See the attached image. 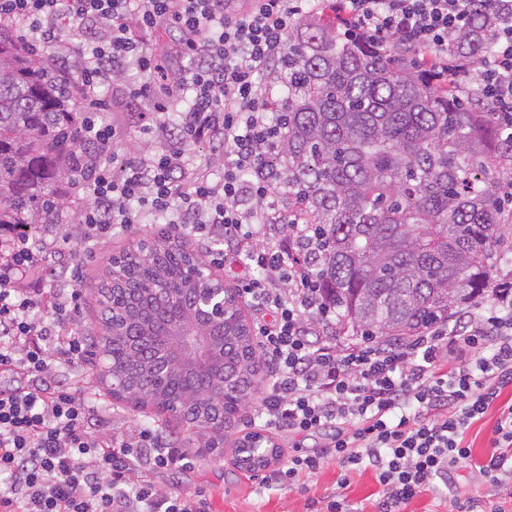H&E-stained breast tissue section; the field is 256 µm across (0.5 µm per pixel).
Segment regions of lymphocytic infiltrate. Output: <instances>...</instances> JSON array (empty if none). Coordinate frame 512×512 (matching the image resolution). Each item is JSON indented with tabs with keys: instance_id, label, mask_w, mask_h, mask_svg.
Instances as JSON below:
<instances>
[{
	"instance_id": "f902f5d3",
	"label": "lymphocytic infiltrate",
	"mask_w": 512,
	"mask_h": 512,
	"mask_svg": "<svg viewBox=\"0 0 512 512\" xmlns=\"http://www.w3.org/2000/svg\"><path fill=\"white\" fill-rule=\"evenodd\" d=\"M318 3L0 0V26L25 44L54 48V61L77 74L71 86L93 146L71 169L87 200L86 236L105 238L115 225L151 216L234 244L264 273L238 287L270 370L256 410L263 428L325 437L342 467L370 464L391 512H404L469 459L465 433L512 388V282L497 283L481 315L402 342L357 339L340 348L321 332L334 313L319 299V282L295 262L306 225H288L280 242L258 245L274 219L265 162L286 130L267 118L275 85L261 76L279 67L290 30ZM336 12L346 35L416 59L430 82L464 95L478 89L512 131V0H336ZM478 14L486 23L476 38L491 50L475 66L456 35ZM69 24L84 30L83 42H60ZM163 27L189 61L173 81L138 37ZM131 59L150 77L142 97L163 83L174 99L190 91L192 103L177 129L159 123L167 148L111 165L105 158L117 131L96 119L107 107L99 89ZM198 142L223 154L222 180L185 168L184 146ZM55 232L52 224L36 234L26 224L0 226V374L22 380L0 385V476L9 480L0 512H209L206 499L159 490L149 479L191 468L176 439L150 426L116 431L86 399L88 337L72 316L80 270L71 268L69 287L39 286L59 262ZM491 446L483 473L511 485L512 404L499 408Z\"/></svg>"
}]
</instances>
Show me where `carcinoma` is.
<instances>
[{
  "instance_id": "carcinoma-1",
  "label": "carcinoma",
  "mask_w": 512,
  "mask_h": 512,
  "mask_svg": "<svg viewBox=\"0 0 512 512\" xmlns=\"http://www.w3.org/2000/svg\"><path fill=\"white\" fill-rule=\"evenodd\" d=\"M330 10L324 0L290 33L287 129L270 170L293 216L316 233L309 264L320 300L336 310V335L402 341L453 318L512 265L497 202L512 178V136L478 94L437 87L419 65L347 39ZM47 61L0 34V225L51 223L70 160L86 150L82 112ZM189 256L203 262L165 240L146 259L128 255L118 277L106 271L90 336L107 377L123 382L117 397L206 432L211 414L234 415L255 398L260 359L250 328L224 322L208 327L218 347L211 372L147 371L160 361L157 333L196 312ZM235 453L241 469L268 464Z\"/></svg>"
}]
</instances>
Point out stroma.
I'll return each instance as SVG.
<instances>
[{
  "instance_id": "35a3bbf8",
  "label": "stroma",
  "mask_w": 512,
  "mask_h": 512,
  "mask_svg": "<svg viewBox=\"0 0 512 512\" xmlns=\"http://www.w3.org/2000/svg\"><path fill=\"white\" fill-rule=\"evenodd\" d=\"M145 76L135 64H128L123 85L116 90L104 89L105 99L122 98L125 105L121 112H104L102 118L115 126L119 138L112 150L116 158H130L154 153L157 140L144 135L145 127L156 121L146 102L137 94ZM58 191L65 204L59 213L56 235L63 253L64 266L81 265L82 278L78 284L81 293L78 319L83 331H93L99 312L98 284L101 273L114 256L132 249L140 240L157 238L164 232L161 223L134 224L114 229L106 244L86 239L78 225L81 211L86 205L82 191L62 182ZM89 396L99 405L113 409L117 430L150 424L162 419V412L154 407L139 408L115 398L108 381H93ZM253 411L244 409L224 426L226 436L221 453L203 458L199 455L206 439L198 433H187L185 446L195 457V467L189 471L151 473L150 479L157 488L181 493H199L206 498L211 512H328L330 495H337L343 512H380L385 499L373 470L361 469L347 472L331 456L327 441L316 436L306 440V451L323 458L321 469L301 476L289 484L272 487L261 485L260 471L246 472L238 469L234 450L239 438L251 432ZM495 412H488L466 434L471 448L469 463L452 474L450 486H438L412 500L405 512H493L507 498V489L492 486L488 477L480 474L479 467L490 453L489 437L495 423Z\"/></svg>"
}]
</instances>
